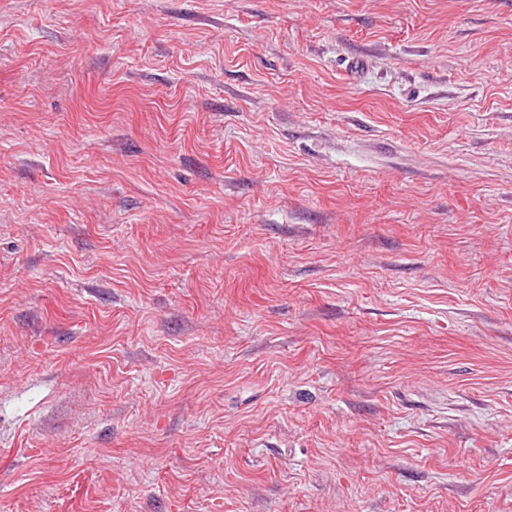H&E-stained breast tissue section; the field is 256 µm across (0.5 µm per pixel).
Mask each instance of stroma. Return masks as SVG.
<instances>
[{"instance_id": "stroma-1", "label": "stroma", "mask_w": 512, "mask_h": 512, "mask_svg": "<svg viewBox=\"0 0 512 512\" xmlns=\"http://www.w3.org/2000/svg\"><path fill=\"white\" fill-rule=\"evenodd\" d=\"M0 512H512V0H0Z\"/></svg>"}]
</instances>
